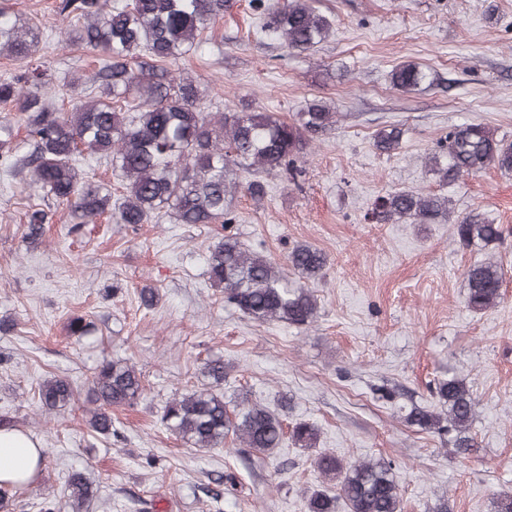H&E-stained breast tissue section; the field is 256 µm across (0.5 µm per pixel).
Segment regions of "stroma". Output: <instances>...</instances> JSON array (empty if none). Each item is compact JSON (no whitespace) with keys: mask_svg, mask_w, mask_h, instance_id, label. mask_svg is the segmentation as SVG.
Wrapping results in <instances>:
<instances>
[{"mask_svg":"<svg viewBox=\"0 0 512 512\" xmlns=\"http://www.w3.org/2000/svg\"><path fill=\"white\" fill-rule=\"evenodd\" d=\"M334 33L311 52L257 37L251 0H227L204 31L206 53L172 64L205 91L217 112L251 105L292 117L316 100L338 110L334 130L314 140L300 184L267 177L266 197L238 191L233 226L248 248L283 262L295 244L325 253L309 281L314 323H258L225 304L206 275L218 224H176L167 215L130 227L102 218L73 231L66 206L40 241L24 237L26 175L0 172V414L49 451L41 477L17 512H40L45 493L85 471L98 493L83 512H306L321 484L315 458H385L394 465L402 512H495L512 490V173L489 168L448 186L446 224H378L376 197L394 189L438 191L426 158L450 127L486 123L512 141V0H312ZM414 62L432 81L405 92L391 72ZM403 125V146L376 152L373 133ZM480 211L502 225V241L459 247L452 223ZM493 260L504 269L499 304L482 314L464 305V269ZM154 288L145 308L139 291ZM92 322L70 335L71 318ZM224 360L225 402L289 406L285 423L315 425V447L292 444L269 456L198 450L167 430L165 406L207 386L206 363ZM123 360L144 395L112 411V438L88 426L95 368ZM67 379L74 397L63 422L40 408L38 388ZM463 379L479 405L467 456L405 421L433 405L441 378ZM232 473L220 499L214 478Z\"/></svg>","mask_w":512,"mask_h":512,"instance_id":"obj_1","label":"stroma"}]
</instances>
